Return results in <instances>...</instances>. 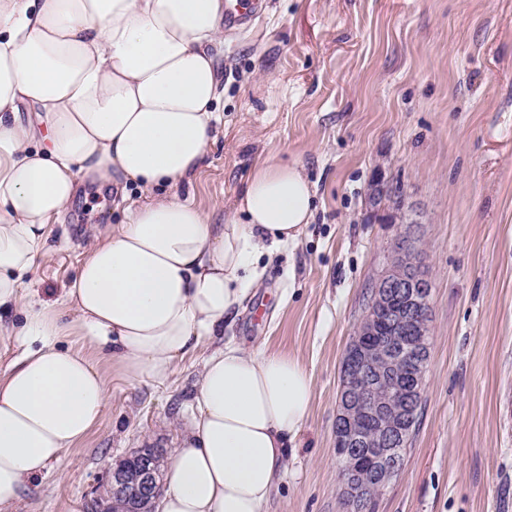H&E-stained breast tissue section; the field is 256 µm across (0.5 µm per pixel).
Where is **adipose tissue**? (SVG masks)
<instances>
[{
	"label": "adipose tissue",
	"mask_w": 512,
	"mask_h": 512,
	"mask_svg": "<svg viewBox=\"0 0 512 512\" xmlns=\"http://www.w3.org/2000/svg\"><path fill=\"white\" fill-rule=\"evenodd\" d=\"M223 20L224 0H0V512L100 423L102 365L166 382L314 217L302 168L271 158L220 224L170 191L224 123ZM83 177L145 199L94 235L61 301L31 298ZM312 398L297 357L214 348L161 512H266Z\"/></svg>",
	"instance_id": "obj_1"
}]
</instances>
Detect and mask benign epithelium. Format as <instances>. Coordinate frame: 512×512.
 Returning <instances> with one entry per match:
<instances>
[{
  "label": "benign epithelium",
  "instance_id": "benign-epithelium-1",
  "mask_svg": "<svg viewBox=\"0 0 512 512\" xmlns=\"http://www.w3.org/2000/svg\"><path fill=\"white\" fill-rule=\"evenodd\" d=\"M430 297L431 283L417 266L383 275L345 350L335 447L344 461L340 479L351 512L369 507L357 482L364 461L372 463L382 486L398 473L393 449L415 409L413 384L426 368ZM130 462L132 469L118 463L106 471L102 483L108 496H124L131 484L143 499L158 496L154 455L141 452Z\"/></svg>",
  "mask_w": 512,
  "mask_h": 512
}]
</instances>
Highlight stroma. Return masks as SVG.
<instances>
[{"mask_svg": "<svg viewBox=\"0 0 512 512\" xmlns=\"http://www.w3.org/2000/svg\"><path fill=\"white\" fill-rule=\"evenodd\" d=\"M224 126L176 186L233 212L254 163L303 168L315 216L223 341L296 356L314 399L267 512H346L335 451L342 359L394 245L415 239L432 285L420 415L403 465L367 512H512V0H267L218 54ZM114 189L82 180L34 274L63 297ZM208 347L164 383L107 367L101 423L16 512H90L109 465L174 452Z\"/></svg>", "mask_w": 512, "mask_h": 512, "instance_id": "stroma-1", "label": "stroma"}]
</instances>
